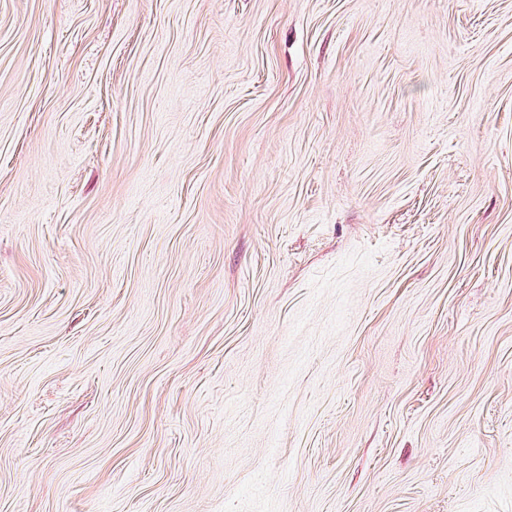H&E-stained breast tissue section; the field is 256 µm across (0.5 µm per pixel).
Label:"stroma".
I'll return each mask as SVG.
<instances>
[{
    "label": "stroma",
    "instance_id": "35a3bbf8",
    "mask_svg": "<svg viewBox=\"0 0 512 512\" xmlns=\"http://www.w3.org/2000/svg\"><path fill=\"white\" fill-rule=\"evenodd\" d=\"M0 512H512V0H0Z\"/></svg>",
    "mask_w": 512,
    "mask_h": 512
}]
</instances>
